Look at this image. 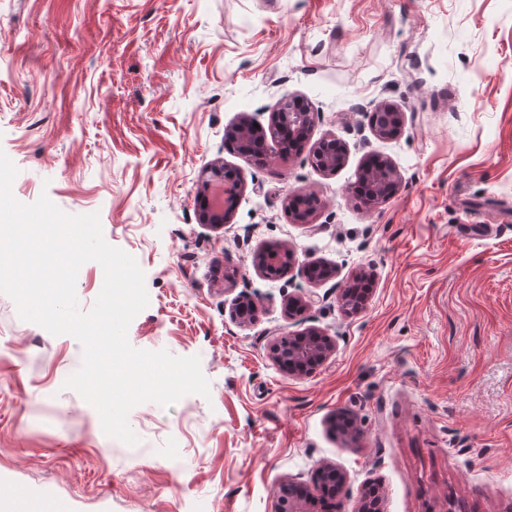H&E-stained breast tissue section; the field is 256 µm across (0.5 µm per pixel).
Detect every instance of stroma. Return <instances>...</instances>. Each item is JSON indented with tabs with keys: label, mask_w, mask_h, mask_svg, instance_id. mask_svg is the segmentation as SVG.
<instances>
[{
	"label": "stroma",
	"mask_w": 512,
	"mask_h": 512,
	"mask_svg": "<svg viewBox=\"0 0 512 512\" xmlns=\"http://www.w3.org/2000/svg\"><path fill=\"white\" fill-rule=\"evenodd\" d=\"M284 97L309 103L313 139L344 145L342 168L227 145ZM384 103L404 117L387 139L371 126ZM0 151L19 202L99 214L145 276L130 344L199 357L210 389L134 407L126 445L65 385L79 341L0 293L12 488L52 487L68 512H273L281 483L329 463L342 512L371 485L382 512H512V0H0ZM372 155L399 174L375 209L351 191ZM215 165L245 183L220 227L200 219ZM296 190L319 200L304 223ZM271 246L296 254L284 277L257 267ZM314 262L335 277L311 281ZM360 275L367 303L345 313ZM243 298L247 323L231 316ZM310 328L333 339L327 359L277 367L270 346ZM259 132H263V129L259 126L258 128H255L252 119L247 115H244L240 118L238 123L226 131V136H231L237 139L243 150H246L251 138Z\"/></svg>",
	"instance_id": "1"
}]
</instances>
